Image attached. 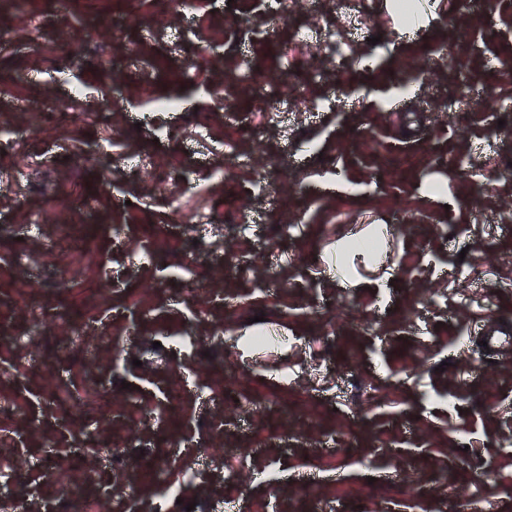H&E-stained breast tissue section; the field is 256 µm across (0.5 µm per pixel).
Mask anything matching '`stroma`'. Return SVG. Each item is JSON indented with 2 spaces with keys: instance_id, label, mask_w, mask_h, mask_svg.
Wrapping results in <instances>:
<instances>
[{
  "instance_id": "stroma-1",
  "label": "stroma",
  "mask_w": 512,
  "mask_h": 512,
  "mask_svg": "<svg viewBox=\"0 0 512 512\" xmlns=\"http://www.w3.org/2000/svg\"><path fill=\"white\" fill-rule=\"evenodd\" d=\"M395 3L0 0L7 512H157L172 479L169 512H512V348L483 347L512 327V0ZM227 142L233 178L185 194ZM269 80L274 83L283 84L287 91L281 95L271 98L267 102V112H272L273 115L280 117L281 114H288V105H290L296 98L303 95L302 91L298 88H292L288 91V84L285 83L284 77L281 72L273 71L269 75Z\"/></svg>"
}]
</instances>
